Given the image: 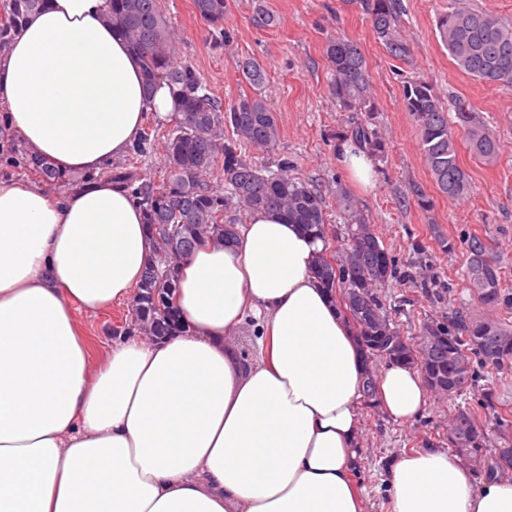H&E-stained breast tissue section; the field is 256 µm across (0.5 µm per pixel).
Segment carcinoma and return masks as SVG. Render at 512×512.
<instances>
[{"label":"carcinoma","mask_w":512,"mask_h":512,"mask_svg":"<svg viewBox=\"0 0 512 512\" xmlns=\"http://www.w3.org/2000/svg\"><path fill=\"white\" fill-rule=\"evenodd\" d=\"M369 16L377 42L393 59L410 63L412 50L400 31L401 0H353ZM43 0H6L0 18V36H12L23 16L38 9ZM197 15L215 29L224 25L228 0H193ZM105 19L125 36L139 56L147 94L162 84L168 86L175 101L171 113L172 129L163 141L166 177L156 185L136 184L134 171H119L113 178L132 189L143 206L144 224L156 245V256L146 268L133 297L136 320L151 336H176L185 332V324L172 298L178 288V265L207 239H228L235 225L225 223L224 212L236 207L244 213L272 209L299 224L315 238L329 240L322 194L311 184L288 174L289 163L280 159L276 169L258 167L244 159L241 147L269 154L279 141V127L262 96L266 80L263 66L255 59H241L236 67L252 87L227 108L219 102L197 72L176 62V33L164 15L160 0H105ZM436 30L456 67L477 80L512 85V28L494 14L481 10H461L448 4V11L437 18ZM325 55L331 77L329 92L342 112H357L359 122L342 136L357 149L383 154L384 141L374 126L378 111L370 88L367 61L359 46L347 38L327 41ZM403 105L413 117L419 133L425 162L439 192L451 200L471 196L473 182L461 167L457 133H462L470 154L485 163L499 152L496 140L484 128L474 107L462 97L452 103L456 121L448 120L434 86L421 76L404 77ZM235 138L228 139L224 128ZM222 170L224 190L208 184L206 176ZM337 204L344 215L347 244L344 257L321 253L315 274L330 290H343L342 301L357 323L360 345L375 353L373 344L382 336H400L384 314L375 289L390 282L395 274L394 257L384 248L371 226L365 222L358 204L346 194ZM466 277L470 284L483 280L477 301L486 306L512 304L501 288L497 262L489 256L486 243L474 236L468 242ZM437 329L450 342L423 349L428 363L448 381V396L456 398L473 385L476 378L471 358L484 367L497 368L512 360V330L489 317L479 316L460 326L451 321ZM469 358L468 368L453 372L450 345ZM449 429L470 439L459 457L483 465L486 474L503 468L497 458L481 463L478 449L488 436L479 429L476 413L456 405Z\"/></svg>","instance_id":"carcinoma-1"}]
</instances>
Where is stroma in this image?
Returning <instances> with one entry per match:
<instances>
[{
	"label": "stroma",
	"mask_w": 512,
	"mask_h": 512,
	"mask_svg": "<svg viewBox=\"0 0 512 512\" xmlns=\"http://www.w3.org/2000/svg\"><path fill=\"white\" fill-rule=\"evenodd\" d=\"M452 1L462 8L492 12L512 26V0H402L401 34L413 49L406 64L387 55L373 36L368 16L350 0H229L220 31L199 18L192 0H161L178 36L179 62L194 67L221 103L234 102L251 91L236 60L250 57L262 64L264 95L276 114L280 141L274 152L247 150L244 158L262 167L288 159L293 176L321 191L333 251H343L346 243L336 195L344 192L357 201L378 240L396 260V279L377 294L393 325L414 345L420 341L423 325L444 322L454 309L465 318L482 312L512 328V306L481 308L463 277L467 240L479 236L499 264L503 289L512 295V86L478 81L456 68L436 32L438 16ZM260 5L275 15L276 24H261L256 14ZM336 36L356 42L364 53L379 108L375 122L385 153L373 159L376 185L371 189L357 185L337 157L338 135L352 126L356 115L338 111L329 94L330 68L324 48ZM406 73L429 80L442 102L455 96L468 99L500 144V154L491 163L473 158L466 146H459L460 163L473 180V193L466 200H450L435 186L416 124L402 105ZM169 128L168 118L147 114L144 130L150 133L151 143L136 169L144 181L158 183L163 178L162 141ZM25 152L24 144L8 128L5 111L0 110L1 181L38 182L54 196L82 182V174L74 171L67 172L62 185L41 180L39 174L16 164V157ZM416 186L432 198L429 210L403 204V197ZM447 241L453 243V250H444ZM134 318L126 304L94 316H77L96 358ZM488 384L512 408V361L494 370L478 368L475 384L458 400L428 390L425 410L409 423L394 421L379 405L362 403L354 478L364 490L367 512H389L385 478L391 462L428 446L447 447L455 404L478 408Z\"/></svg>",
	"instance_id": "stroma-1"
}]
</instances>
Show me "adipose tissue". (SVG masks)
<instances>
[{
    "instance_id": "ef3b65f1",
    "label": "adipose tissue",
    "mask_w": 512,
    "mask_h": 512,
    "mask_svg": "<svg viewBox=\"0 0 512 512\" xmlns=\"http://www.w3.org/2000/svg\"><path fill=\"white\" fill-rule=\"evenodd\" d=\"M104 0H45L0 56V109L29 154L88 173L63 196L0 182V512H365L353 478L366 370L354 328L314 273L323 244L271 210L178 268L187 331L114 340L93 362L77 321L131 301L154 241L102 166L138 141L167 86ZM256 353L231 338L246 316ZM391 364L377 401L424 408ZM391 512H512V478L475 482L441 448L388 468Z\"/></svg>"
}]
</instances>
